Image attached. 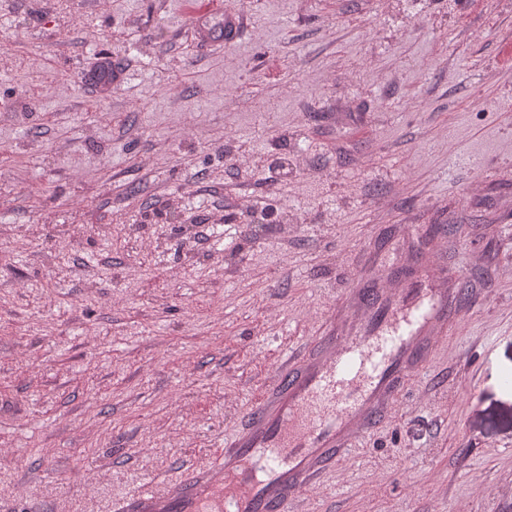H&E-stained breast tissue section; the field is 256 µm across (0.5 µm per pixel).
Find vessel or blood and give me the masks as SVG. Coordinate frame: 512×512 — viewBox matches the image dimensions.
I'll use <instances>...</instances> for the list:
<instances>
[{"mask_svg":"<svg viewBox=\"0 0 512 512\" xmlns=\"http://www.w3.org/2000/svg\"><path fill=\"white\" fill-rule=\"evenodd\" d=\"M190 23L206 47L238 33L236 9L197 0ZM384 272L351 285L344 306L290 355L224 437L211 465L183 472L166 489L146 486L113 501L112 512H289L303 491L343 461L390 413L411 376L457 322L459 289L434 268Z\"/></svg>","mask_w":512,"mask_h":512,"instance_id":"b4317fda","label":"vessel or blood"}]
</instances>
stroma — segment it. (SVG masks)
<instances>
[{
	"label": "stroma",
	"instance_id": "obj_1",
	"mask_svg": "<svg viewBox=\"0 0 512 512\" xmlns=\"http://www.w3.org/2000/svg\"><path fill=\"white\" fill-rule=\"evenodd\" d=\"M184 2L0 0V512L209 465L437 224L460 322L291 512H512V0ZM199 6L190 23L196 33L198 43L209 47L229 42L239 32V13L216 0H192Z\"/></svg>",
	"mask_w": 512,
	"mask_h": 512
}]
</instances>
